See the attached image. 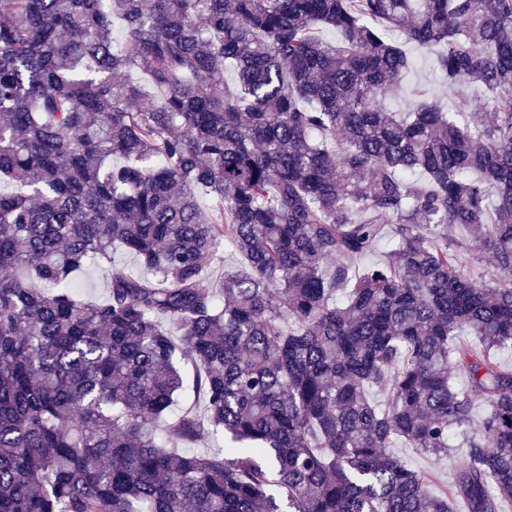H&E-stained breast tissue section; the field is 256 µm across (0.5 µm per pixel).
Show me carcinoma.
I'll return each instance as SVG.
<instances>
[{"mask_svg":"<svg viewBox=\"0 0 512 512\" xmlns=\"http://www.w3.org/2000/svg\"><path fill=\"white\" fill-rule=\"evenodd\" d=\"M403 42L479 96L386 109ZM2 182L0 512H512V0H0ZM464 268L470 273L484 275L488 280H501L505 278L504 274L497 271L487 255L479 253L470 244L464 252ZM238 268V260L230 253L220 250L210 268L204 273V285L214 292L221 293L224 284V272ZM78 298L83 300L96 299L103 301L108 296V282L100 269L96 267H86L74 276ZM399 448H392L395 454L404 459L409 465L419 469L430 471L434 474V482L430 485V490L437 492L439 488L448 486L451 487L455 477V464L465 459V447L455 448L454 461H443L436 463L434 459L420 454L415 448H404V445L399 444Z\"/></svg>","mask_w":512,"mask_h":512,"instance_id":"obj_1","label":"carcinoma"}]
</instances>
